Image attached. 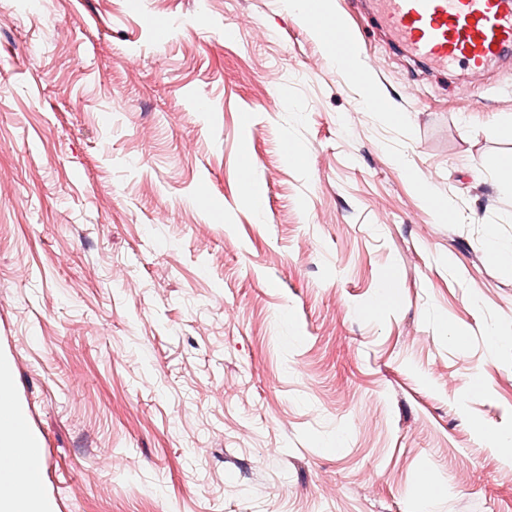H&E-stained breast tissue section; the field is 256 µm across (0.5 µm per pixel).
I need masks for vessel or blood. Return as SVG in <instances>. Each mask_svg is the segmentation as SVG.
Returning a JSON list of instances; mask_svg holds the SVG:
<instances>
[{
  "label": "vessel or blood",
  "mask_w": 512,
  "mask_h": 512,
  "mask_svg": "<svg viewBox=\"0 0 512 512\" xmlns=\"http://www.w3.org/2000/svg\"><path fill=\"white\" fill-rule=\"evenodd\" d=\"M395 41L430 67L464 66L483 83L493 61L512 60V0H373Z\"/></svg>",
  "instance_id": "obj_1"
}]
</instances>
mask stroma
<instances>
[{
  "label": "stroma",
  "instance_id": "35a3bbf8",
  "mask_svg": "<svg viewBox=\"0 0 512 512\" xmlns=\"http://www.w3.org/2000/svg\"><path fill=\"white\" fill-rule=\"evenodd\" d=\"M327 6L361 77L288 0H0V390L54 512H512V63ZM342 43L346 45L345 48L336 47L334 50H330L334 59L336 60L337 66L342 69L344 72L356 75L358 73L359 67L356 62V52L348 47L349 45V34L347 33L345 37L341 39Z\"/></svg>",
  "mask_w": 512,
  "mask_h": 512
}]
</instances>
